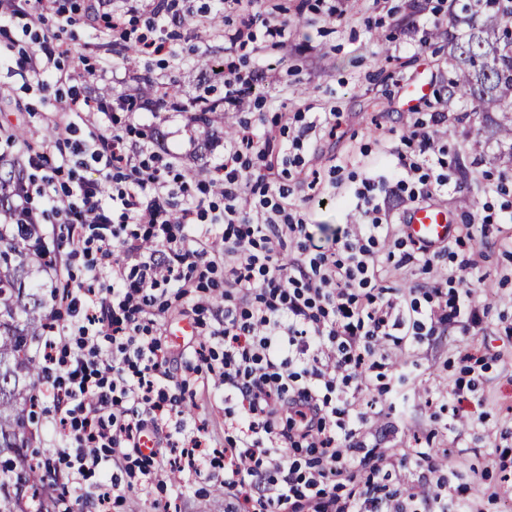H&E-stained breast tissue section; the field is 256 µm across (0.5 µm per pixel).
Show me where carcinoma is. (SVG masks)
Here are the masks:
<instances>
[{
	"label": "carcinoma",
	"instance_id": "carcinoma-1",
	"mask_svg": "<svg viewBox=\"0 0 512 512\" xmlns=\"http://www.w3.org/2000/svg\"><path fill=\"white\" fill-rule=\"evenodd\" d=\"M448 111L464 120L497 112L499 146L512 155V0H475L448 15ZM212 52L198 59L205 104L192 120L212 131L211 78L224 77ZM28 170L19 157L0 155V512H58L60 484L49 458L29 453L34 391L42 366L31 344L47 328L49 302L67 286L48 288V247L40 225L24 212Z\"/></svg>",
	"mask_w": 512,
	"mask_h": 512
}]
</instances>
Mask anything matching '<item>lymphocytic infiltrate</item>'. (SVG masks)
I'll list each match as a JSON object with an SVG mask.
<instances>
[{"instance_id":"f902f5d3","label":"lymphocytic infiltrate","mask_w":512,"mask_h":512,"mask_svg":"<svg viewBox=\"0 0 512 512\" xmlns=\"http://www.w3.org/2000/svg\"><path fill=\"white\" fill-rule=\"evenodd\" d=\"M108 2L91 6L98 23L111 24L122 42L143 52H165V41L127 28L124 12L108 9ZM29 3L0 0V31L22 27L29 44L19 68L71 85L68 110L90 127L78 143L68 139L74 123L59 128L66 147L58 157L29 161L42 174L45 206L76 242L73 254L91 282L81 296L64 298L71 325L40 342L46 362L63 370L48 385V417L69 445L53 460L54 472L80 492L89 512H109L104 478L114 467L124 470L128 487L145 494L165 464L185 483L201 478L206 442L176 422L185 398L171 389L169 353L155 336L154 319L169 293L192 288L194 311L212 316L216 349L195 350L184 372L197 373L208 362L224 388V512H409L419 502L434 512H468L464 487L432 489L429 476L438 466L421 448L408 455L417 479L403 496L385 494L379 478L392 458L367 447L357 409L373 386L384 342L400 347L449 320L466 331L482 321L471 292H449L442 281L416 285L402 298L380 285L381 247L400 250L404 262L431 261V249H407L384 223L375 193L391 180L413 200L446 191L447 179L427 171L446 113L415 122L404 137L412 154L399 155L392 175L363 179L344 199L363 223L337 230L330 248L316 251L305 219L281 203L286 186L251 184L252 160L270 142L246 121L224 144L223 208L199 201L174 209L176 195L192 188L208 194L209 181L189 185L148 142H130L105 105L97 104L96 120H88L84 105L94 102L98 74L64 69L63 48L33 30ZM255 40L250 21L227 36V106L240 107L245 87L263 78L241 73L234 61V49ZM86 168L93 177L83 176ZM290 241L297 252L285 261L281 252ZM219 269L224 303L217 306L210 288ZM149 427L160 449L146 455L138 442Z\"/></svg>"}]
</instances>
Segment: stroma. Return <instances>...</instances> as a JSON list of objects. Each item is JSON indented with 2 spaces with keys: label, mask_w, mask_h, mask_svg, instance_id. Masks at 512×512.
Masks as SVG:
<instances>
[{
  "label": "stroma",
  "mask_w": 512,
  "mask_h": 512,
  "mask_svg": "<svg viewBox=\"0 0 512 512\" xmlns=\"http://www.w3.org/2000/svg\"><path fill=\"white\" fill-rule=\"evenodd\" d=\"M181 17L180 25H166L171 40L167 57L120 54L111 74L100 80L107 103L134 93L137 83L156 79L176 83L179 101L197 94L198 71L193 61L204 50L223 51L224 36L251 16L285 25L282 43L264 40L238 51L242 70L262 71L265 79L246 90L239 110L214 115L215 130L236 129L245 119L272 128L275 116L285 113L291 130L310 121L312 113L336 115L334 130H323L305 142L303 172L286 178L275 155L257 158L252 179L270 185L288 183V203L312 224L316 244L329 246L338 226L355 224L358 213L343 209L341 201L360 187L365 175L396 166L405 146L401 137L428 112V105L408 106L404 88L429 83L440 92L448 81L450 0H167ZM90 0H55L52 11L34 10L37 30L58 35L69 49L72 67H98L103 47L112 36L96 30L87 14ZM26 42L21 31L0 35V138L19 130L21 142L12 154L28 149L57 156L55 123L63 103L53 90H38L35 81L11 72ZM146 95H136L135 109L143 113L148 139L174 170L186 177H208L223 154L212 148L203 127L189 113L164 105L145 111ZM498 136L482 115L468 120L448 118L439 128L442 169L450 190L437 196L456 224V241L438 253L430 268L385 262L383 284L405 292L434 277L454 278L462 258L475 256L472 269L480 286L474 295L487 311L482 326L462 331L459 324L438 327L431 339L415 346L390 348L387 376L405 374L410 398L372 391L375 407L366 411V431L375 433L380 448H429L440 457V476L467 488L466 497L480 512H512V223L482 225L485 212L512 211V180L506 193L496 190L500 171H512V161L499 155ZM466 172H459V165ZM194 296L172 298L161 313V342L174 353L168 367L182 380L180 352L209 343L207 326L191 308ZM462 389L470 405L460 423H452L453 392ZM191 408L182 420L203 428L211 447L224 445V393L206 379L186 392ZM151 495L119 485L112 512H161L165 502L179 512H224L220 487L224 471L204 467L192 487H184L170 473Z\"/></svg>",
  "instance_id": "1"
}]
</instances>
